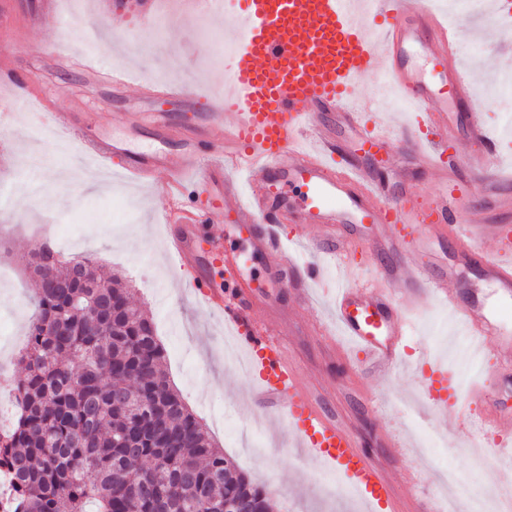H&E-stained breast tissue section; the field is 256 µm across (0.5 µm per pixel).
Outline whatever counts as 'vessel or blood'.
<instances>
[{"label": "vessel or blood", "instance_id": "1", "mask_svg": "<svg viewBox=\"0 0 512 512\" xmlns=\"http://www.w3.org/2000/svg\"><path fill=\"white\" fill-rule=\"evenodd\" d=\"M100 14L132 11L145 21L166 12L191 19L202 12L219 15V0H99ZM512 12L494 0L481 19L460 23L427 0H245L242 11L224 20V39L233 48L224 55V84L213 95L203 120L174 126L157 120L144 126L140 113L128 112L125 124L146 130L160 150L145 153L123 139L80 134L85 156L99 163L119 158L137 181L149 183L157 170L168 182L163 222L169 251L182 269L193 272V288L202 305L238 330V344L251 357L260 394L286 399L288 422L300 447L319 468L352 485L365 512H392L389 478L361 442L336 424L302 383L287 357L286 346L268 330L251 323V287L239 275V263L217 250H204L200 239L216 224H236L245 231L253 253L266 262L268 277L287 284L296 270L301 301L336 262L343 272L333 292V323L357 356L381 371L393 369L401 341L409 334L403 305L430 296L466 332L472 355L496 353L501 369L512 376V358L498 343L499 331L482 310L457 305L447 274L411 263L408 253L421 242L419 228L461 243L460 256L479 264L485 278L512 298V226L499 215L512 213V180L504 178L497 142L473 112V87L483 61H465L468 43H495ZM379 71L397 96L418 112L416 131L402 132L391 120L365 123L371 101L362 79ZM233 120L216 122L217 110ZM331 113L328 122L317 121ZM351 132L373 165L336 166L337 128ZM479 143L478 151L458 157L457 135ZM177 142L179 158L162 146ZM399 153H391L393 142ZM412 164L437 184L434 197L379 191L384 169ZM199 188L187 200L183 187ZM481 206H469L472 194ZM306 224H372L381 241L367 247L386 269L377 282L356 281L360 242L351 238L308 237L311 261L293 263L278 227ZM224 264V280L209 269ZM423 390L434 414L450 417L471 439L485 431L512 435V413L495 409L484 387L464 384L458 373L433 366Z\"/></svg>", "mask_w": 512, "mask_h": 512}]
</instances>
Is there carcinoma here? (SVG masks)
I'll use <instances>...</instances> for the list:
<instances>
[{
    "mask_svg": "<svg viewBox=\"0 0 512 512\" xmlns=\"http://www.w3.org/2000/svg\"><path fill=\"white\" fill-rule=\"evenodd\" d=\"M35 308L16 364L14 420L0 428V467L22 512H191L271 497L213 445L162 373L154 323L92 255L30 252Z\"/></svg>",
    "mask_w": 512,
    "mask_h": 512,
    "instance_id": "obj_1",
    "label": "carcinoma"
}]
</instances>
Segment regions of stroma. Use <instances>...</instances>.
Masks as SVG:
<instances>
[{"label": "stroma", "instance_id": "35a3bbf8", "mask_svg": "<svg viewBox=\"0 0 512 512\" xmlns=\"http://www.w3.org/2000/svg\"><path fill=\"white\" fill-rule=\"evenodd\" d=\"M42 2L8 0L0 12V38L11 34L26 43L59 42L76 52L84 47L85 28L94 26L101 34V63L114 67L116 52H123L130 81L124 86L100 82L23 51L0 59L1 70L36 75L40 93L19 109L8 90L0 88V191L9 198L8 207L0 209V334L9 337L0 345V383L20 376L13 356L25 342V326L34 312V284L23 255L46 239L64 257L94 255L105 270L121 275L135 302L152 317L170 386L225 456L271 492L275 512H346L353 499L324 481L321 469L293 446L286 404L254 402L255 380L243 377L237 363L225 357L223 322L192 298L166 250L159 184L130 181L117 163L92 175L76 142L59 150L58 134L46 131L47 113L61 112L102 138L125 136L136 148H150L147 137L124 125V113L163 110L179 118L187 110L182 102L142 95L139 77L172 85L185 75L195 78L200 96L212 93L224 80L221 27L207 19L185 29L174 18L146 25L133 16L102 17L95 0H77L71 14L61 8L45 12ZM474 96L498 139L503 162L512 164V133L504 124L512 93L488 98L478 89ZM210 238L224 256L247 257L244 271L254 288L251 320L287 343L292 362L325 411L365 444L392 482L397 512H423L424 494L436 486L441 468L474 479L481 491L501 481L498 460L476 467L477 454L465 434L450 436L443 448L422 447L423 432L439 427L425 413L420 386L429 362L445 348L446 305L428 298L410 312L400 367L391 377L341 361L332 338L317 334V320L331 307L323 288H316L311 304H301L289 289L267 281L264 263L251 256L234 225L214 227ZM459 250L454 240L433 238L409 257L451 272L458 303L501 312V330L512 336V309L502 310L499 290L477 266L462 263ZM455 345L453 366L466 377L483 378L493 401L512 410V382L503 380L490 359L471 358L464 335H457Z\"/></svg>", "mask_w": 512, "mask_h": 512}]
</instances>
